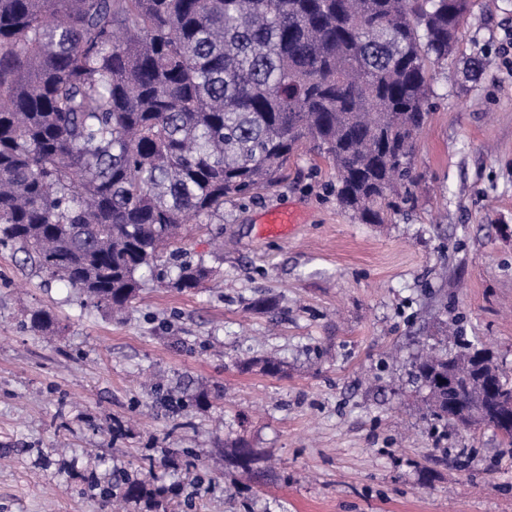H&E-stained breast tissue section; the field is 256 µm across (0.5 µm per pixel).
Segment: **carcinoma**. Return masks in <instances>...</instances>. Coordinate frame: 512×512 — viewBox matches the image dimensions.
<instances>
[{"label": "carcinoma", "mask_w": 512, "mask_h": 512, "mask_svg": "<svg viewBox=\"0 0 512 512\" xmlns=\"http://www.w3.org/2000/svg\"><path fill=\"white\" fill-rule=\"evenodd\" d=\"M470 0H0V245L121 310L182 226L277 182L303 145L363 224L411 199L428 116ZM180 261L164 287H203ZM31 327H56L47 310ZM460 337L412 362L430 416L458 423L512 383ZM460 371L462 384L438 376Z\"/></svg>", "instance_id": "cac0c4a2"}]
</instances>
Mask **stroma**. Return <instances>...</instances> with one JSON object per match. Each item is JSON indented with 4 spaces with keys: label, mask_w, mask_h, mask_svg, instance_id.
Returning <instances> with one entry per match:
<instances>
[{
    "label": "stroma",
    "mask_w": 512,
    "mask_h": 512,
    "mask_svg": "<svg viewBox=\"0 0 512 512\" xmlns=\"http://www.w3.org/2000/svg\"><path fill=\"white\" fill-rule=\"evenodd\" d=\"M511 43L512 0H472L459 52L427 65L414 205L383 223L352 217L332 164L300 152L281 183L225 201L221 232L188 226L204 288L151 278L118 316L0 246V512H112L102 493L125 477L147 492L123 512H155L161 485L174 512H512L499 436L432 429L411 374L466 335L512 379ZM288 206L295 233L260 238ZM38 309L55 333L24 327ZM266 357L278 375L245 365ZM152 381L216 398L179 410Z\"/></svg>",
    "instance_id": "obj_1"
}]
</instances>
